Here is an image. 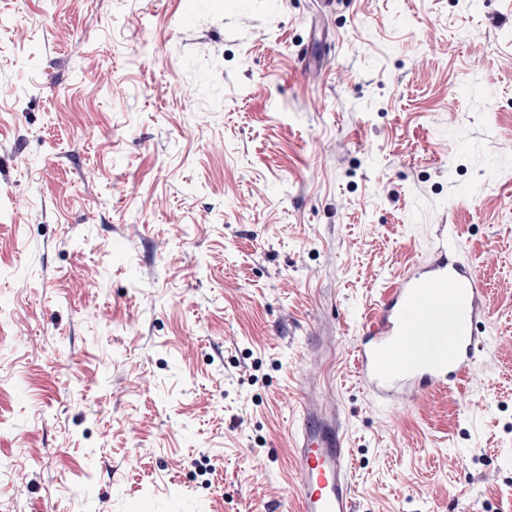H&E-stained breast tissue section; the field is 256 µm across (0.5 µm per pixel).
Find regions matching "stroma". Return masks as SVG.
<instances>
[{"instance_id":"1","label":"stroma","mask_w":512,"mask_h":512,"mask_svg":"<svg viewBox=\"0 0 512 512\" xmlns=\"http://www.w3.org/2000/svg\"><path fill=\"white\" fill-rule=\"evenodd\" d=\"M511 197L512 0H0V512H275L308 396L355 512H512ZM440 224L487 347L375 404Z\"/></svg>"}]
</instances>
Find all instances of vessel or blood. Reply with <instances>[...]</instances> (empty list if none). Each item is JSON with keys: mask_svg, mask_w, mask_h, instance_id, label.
Listing matches in <instances>:
<instances>
[{"mask_svg": "<svg viewBox=\"0 0 512 512\" xmlns=\"http://www.w3.org/2000/svg\"><path fill=\"white\" fill-rule=\"evenodd\" d=\"M456 249L452 225H440L436 260L400 280L364 326L355 361L374 399L462 391L484 346L476 324L486 307L475 269L449 261ZM293 451L296 512H354L344 427L316 400L301 405Z\"/></svg>", "mask_w": 512, "mask_h": 512, "instance_id": "vessel-or-blood-1", "label": "vessel or blood"}]
</instances>
